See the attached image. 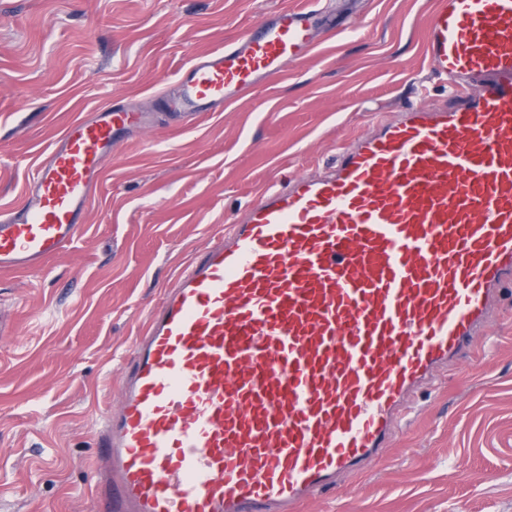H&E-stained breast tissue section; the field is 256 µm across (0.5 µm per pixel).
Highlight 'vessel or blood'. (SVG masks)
<instances>
[{
  "mask_svg": "<svg viewBox=\"0 0 512 512\" xmlns=\"http://www.w3.org/2000/svg\"><path fill=\"white\" fill-rule=\"evenodd\" d=\"M345 29L322 7L273 10L196 55L164 109L223 111ZM424 51L451 102L378 116L325 171L265 190L148 312L96 431L97 512H295L369 471L484 336L512 287V0H436ZM148 122L107 105L61 130L0 210V273L72 247Z\"/></svg>",
  "mask_w": 512,
  "mask_h": 512,
  "instance_id": "b4317fda",
  "label": "vessel or blood"
}]
</instances>
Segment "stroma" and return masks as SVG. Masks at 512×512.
<instances>
[{
	"instance_id": "stroma-1",
	"label": "stroma",
	"mask_w": 512,
	"mask_h": 512,
	"mask_svg": "<svg viewBox=\"0 0 512 512\" xmlns=\"http://www.w3.org/2000/svg\"><path fill=\"white\" fill-rule=\"evenodd\" d=\"M296 2L0 0V209L79 113L114 97L152 110L75 247L45 271L0 274V512H95L93 426L179 270L280 178L329 167L374 113L442 103L423 54L434 0H332L355 35L323 37L224 111H155L193 56ZM299 512H512V288L371 471Z\"/></svg>"
}]
</instances>
